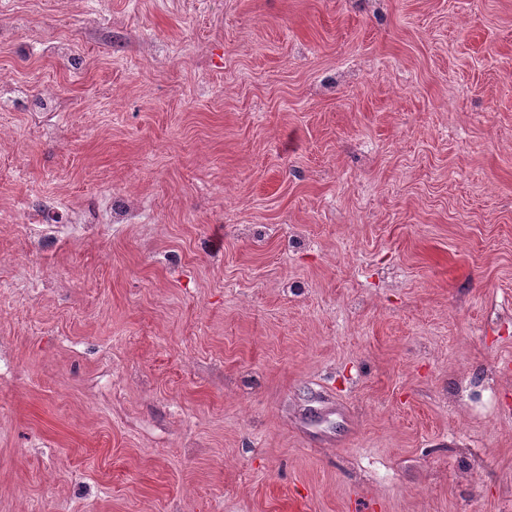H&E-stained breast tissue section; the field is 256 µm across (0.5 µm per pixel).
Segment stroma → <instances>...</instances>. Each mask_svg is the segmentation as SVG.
Masks as SVG:
<instances>
[{
  "instance_id": "stroma-1",
  "label": "stroma",
  "mask_w": 512,
  "mask_h": 512,
  "mask_svg": "<svg viewBox=\"0 0 512 512\" xmlns=\"http://www.w3.org/2000/svg\"><path fill=\"white\" fill-rule=\"evenodd\" d=\"M0 84V512H512V0H0Z\"/></svg>"
}]
</instances>
